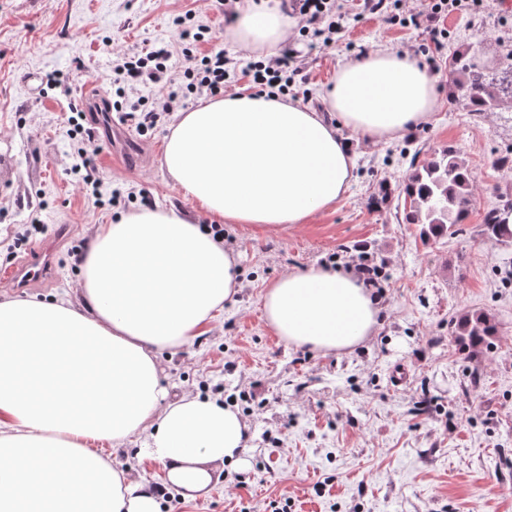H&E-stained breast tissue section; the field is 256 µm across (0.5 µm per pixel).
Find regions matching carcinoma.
<instances>
[{"label": "carcinoma", "instance_id": "1", "mask_svg": "<svg viewBox=\"0 0 512 512\" xmlns=\"http://www.w3.org/2000/svg\"><path fill=\"white\" fill-rule=\"evenodd\" d=\"M480 43L472 42L448 57V75L452 96L462 100L470 111L478 114L496 111L503 96L512 98V48H506L502 73L499 75L481 64ZM403 194L409 201L405 221L425 224L431 235L454 233L473 204L472 176L460 152L453 146H444L422 164H414ZM483 234L500 242L512 240V199H501L486 209L483 216ZM496 322L484 312H464L455 323L453 334L463 347L475 348L495 335Z\"/></svg>", "mask_w": 512, "mask_h": 512}]
</instances>
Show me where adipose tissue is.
Here are the masks:
<instances>
[{"mask_svg": "<svg viewBox=\"0 0 512 512\" xmlns=\"http://www.w3.org/2000/svg\"><path fill=\"white\" fill-rule=\"evenodd\" d=\"M296 24L272 0H246L225 34L275 52ZM323 100L371 140L403 135L437 105L434 77L389 47L338 66ZM163 164L198 211L269 232L335 206L355 166L318 112L250 92L174 113ZM80 274L82 306L0 302V512H161L156 486L128 479L97 445L146 436L147 458L189 494L210 484L211 463L245 450L238 410L171 398L156 358L210 332L241 288L238 263L180 211L146 208L100 225ZM262 303L271 330L317 351L357 346L378 324L371 292L326 266L282 275Z\"/></svg>", "mask_w": 512, "mask_h": 512, "instance_id": "1", "label": "adipose tissue"}]
</instances>
